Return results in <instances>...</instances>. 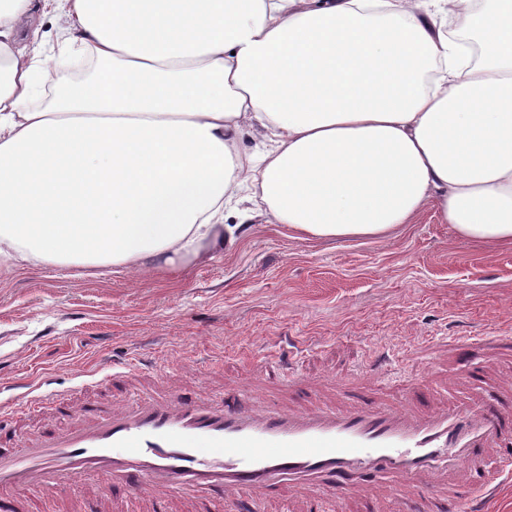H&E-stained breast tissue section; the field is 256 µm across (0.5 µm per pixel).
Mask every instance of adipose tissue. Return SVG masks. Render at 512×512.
<instances>
[{"instance_id":"adipose-tissue-1","label":"adipose tissue","mask_w":512,"mask_h":512,"mask_svg":"<svg viewBox=\"0 0 512 512\" xmlns=\"http://www.w3.org/2000/svg\"><path fill=\"white\" fill-rule=\"evenodd\" d=\"M68 2L80 83L18 65L31 0H0V273L174 272L258 215L384 238L429 201L512 247V0Z\"/></svg>"}]
</instances>
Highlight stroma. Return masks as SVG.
<instances>
[{"label":"stroma","instance_id":"stroma-1","mask_svg":"<svg viewBox=\"0 0 512 512\" xmlns=\"http://www.w3.org/2000/svg\"><path fill=\"white\" fill-rule=\"evenodd\" d=\"M40 27L41 46L23 34ZM69 27L65 0H34L19 22L17 59L51 61ZM512 336V247L458 239L434 205L386 239L301 240L253 220L246 239L202 264L165 274L77 276L47 266L0 277V404L47 380L52 391L139 359L179 365L176 383L207 386L259 378L291 336L314 400L343 398L344 375L385 353L383 398H398L414 355L444 352L452 336ZM88 487L28 491L29 512H83Z\"/></svg>","mask_w":512,"mask_h":512}]
</instances>
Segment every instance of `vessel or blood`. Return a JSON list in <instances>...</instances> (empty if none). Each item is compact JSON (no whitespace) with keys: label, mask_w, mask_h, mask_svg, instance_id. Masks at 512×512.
Listing matches in <instances>:
<instances>
[{"label":"vessel or blood","mask_w":512,"mask_h":512,"mask_svg":"<svg viewBox=\"0 0 512 512\" xmlns=\"http://www.w3.org/2000/svg\"><path fill=\"white\" fill-rule=\"evenodd\" d=\"M490 345L512 354V336H460L453 343L460 375L478 382L472 352ZM383 362L373 356L343 403L265 405L255 385L223 394L170 386L171 370H156L158 388L132 400L117 398L142 372L136 362L104 376L113 398L27 391L0 407V512H21L20 492L95 487L86 512H102L115 493H133L149 512H171L175 502L235 501L248 491L268 500L292 496L302 512H325L324 499L362 497V512H378L365 489L391 482L404 497L401 512H487L498 480L512 474V402L489 397L421 406L429 389L421 378L396 406L368 388ZM283 363L265 375L281 390L299 391ZM49 421L34 434L14 433L24 416ZM67 418V427L53 425Z\"/></svg>","instance_id":"1"}]
</instances>
